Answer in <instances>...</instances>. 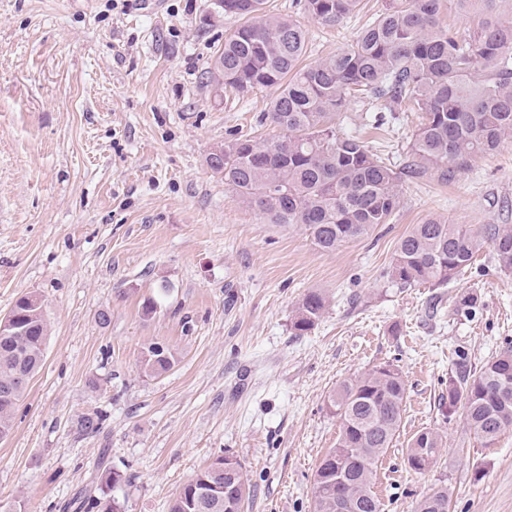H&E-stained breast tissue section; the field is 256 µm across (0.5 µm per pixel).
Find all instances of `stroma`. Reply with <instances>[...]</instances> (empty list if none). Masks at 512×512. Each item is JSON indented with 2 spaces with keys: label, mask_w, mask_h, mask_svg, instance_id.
<instances>
[{
  "label": "stroma",
  "mask_w": 512,
  "mask_h": 512,
  "mask_svg": "<svg viewBox=\"0 0 512 512\" xmlns=\"http://www.w3.org/2000/svg\"><path fill=\"white\" fill-rule=\"evenodd\" d=\"M382 2L362 0L333 28L304 0L268 7L306 31L313 61L354 44ZM238 24L209 16L207 0H0V317L34 293L49 322L43 367L0 439V512H61L103 465L126 478L125 512H168L220 455L249 474L244 512H312L339 433L328 396L382 362L407 384L399 436L377 464L383 512H411L442 482L448 512H512V428L486 446L443 405L458 359L477 369L512 347V273L483 252L447 288L385 277L413 225L512 224V137L453 180L404 183L389 223L322 251L239 203L206 163L236 137L274 134L259 123L274 90L238 99L205 76ZM418 122L396 113L368 140L402 167ZM311 291L330 306L294 335ZM469 292L478 307L466 316L455 306ZM155 341L177 362L149 377ZM95 410L102 432L77 433ZM421 430L444 446L419 473L404 449Z\"/></svg>",
  "instance_id": "1"
}]
</instances>
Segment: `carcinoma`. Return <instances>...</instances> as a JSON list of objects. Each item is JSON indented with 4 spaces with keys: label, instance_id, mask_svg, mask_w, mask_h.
Instances as JSON below:
<instances>
[{
    "label": "carcinoma",
    "instance_id": "cac0c4a2",
    "mask_svg": "<svg viewBox=\"0 0 512 512\" xmlns=\"http://www.w3.org/2000/svg\"><path fill=\"white\" fill-rule=\"evenodd\" d=\"M361 0H305L308 12L334 28L359 10ZM447 0H385L381 13L350 48L309 65L306 31L270 14L266 0H224V14L241 20L214 54L206 78L237 96L274 88L263 119L280 130L271 140L240 136L224 154L206 162L224 177L236 199L270 224H296L323 251L368 235L387 224L398 208L403 183L434 170L443 180L465 171L478 155H490L512 136V0H456L471 26L463 33L443 24ZM352 103L371 106L368 124H387L388 112H421L408 141L407 161L396 170L360 135L336 128V113ZM491 250L502 271H512L511 224H447L428 219L404 234L385 277L396 288H443L477 253ZM328 300L309 292L298 302L291 329L310 330ZM11 315L22 333L0 335V385L12 401L0 403V439L13 428L14 413L29 380L39 371L48 337L42 300L17 299ZM173 349L150 344L142 369L169 371ZM407 384L392 363L373 366L343 381L329 396L340 420L335 448L320 462L313 485V512H383L374 491L377 463L393 447L401 424ZM463 408L466 424L484 444L512 428V349L471 372L460 365L448 376V414ZM98 412L77 421L96 434ZM442 437L417 432L405 456L415 471L435 462ZM122 475L103 468L98 493L81 494L65 508L76 512H124L114 494ZM252 485L242 464L221 455L172 498L169 512H243ZM414 512H448V485L426 494Z\"/></svg>",
    "mask_w": 512,
    "mask_h": 512
}]
</instances>
